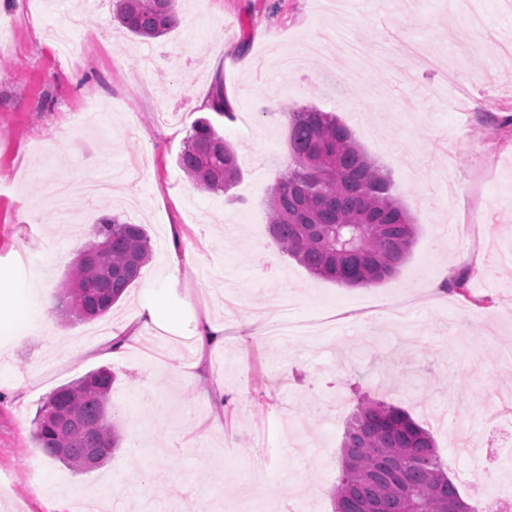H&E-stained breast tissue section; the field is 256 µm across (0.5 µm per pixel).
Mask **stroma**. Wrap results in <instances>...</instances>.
<instances>
[{"label": "stroma", "instance_id": "35a3bbf8", "mask_svg": "<svg viewBox=\"0 0 512 512\" xmlns=\"http://www.w3.org/2000/svg\"><path fill=\"white\" fill-rule=\"evenodd\" d=\"M179 25L156 40L113 19L112 0H0V512H333L345 424L360 400L408 409L434 435L468 503L512 493V0H178ZM235 113L240 155L227 194L177 165L216 86ZM98 121H82L87 97ZM335 113L389 173L418 224L398 274L344 288L281 252L267 196L288 166L287 113ZM111 175V197L59 211L55 179ZM144 225L153 255L97 320L61 326L40 313L102 216ZM471 296L429 295L428 271L465 266ZM287 292L288 318L354 309L370 319L294 342L250 334L249 304ZM411 300L396 327L384 304ZM34 307L27 327L11 308ZM154 315L136 349L111 335ZM206 320L237 336L182 351ZM106 366L120 446L103 467L69 471L32 437L56 388ZM489 461L471 477L458 444Z\"/></svg>", "mask_w": 512, "mask_h": 512}]
</instances>
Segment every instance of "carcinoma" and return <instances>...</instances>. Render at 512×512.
I'll return each instance as SVG.
<instances>
[{
    "instance_id": "cac0c4a2",
    "label": "carcinoma",
    "mask_w": 512,
    "mask_h": 512,
    "mask_svg": "<svg viewBox=\"0 0 512 512\" xmlns=\"http://www.w3.org/2000/svg\"><path fill=\"white\" fill-rule=\"evenodd\" d=\"M177 0H116L114 18L135 36L158 38L178 24ZM211 109L226 122L236 116L222 84ZM293 163L269 191V234L282 253L311 275L345 288L372 287L392 277L410 255L418 224L391 192L388 174L336 116L315 108L287 113ZM177 164L194 183L225 194L240 177L238 151L208 118L186 137ZM151 256L141 224L114 215L99 219L95 240L71 263L57 295L64 323L105 315L139 278ZM473 268L446 282L469 296ZM114 373L105 367L52 391L40 406L33 438L42 451L70 469L102 466L119 445L111 420ZM47 410L69 417L44 421ZM66 450L60 456L57 449ZM334 512H475L439 462L432 434L405 409L360 401L342 442V476Z\"/></svg>"
}]
</instances>
